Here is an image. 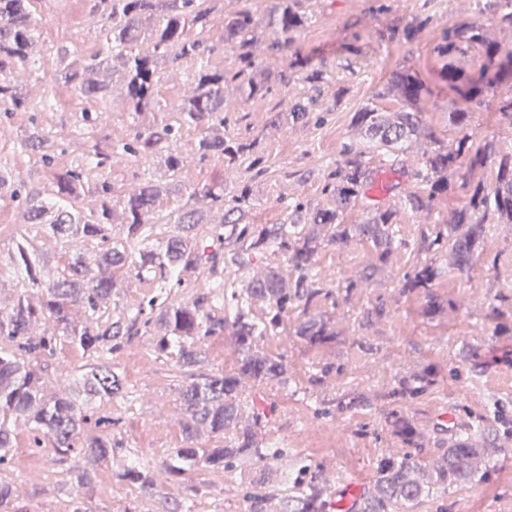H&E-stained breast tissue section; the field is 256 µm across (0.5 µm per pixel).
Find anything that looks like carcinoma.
I'll list each match as a JSON object with an SVG mask.
<instances>
[{
    "label": "carcinoma",
    "mask_w": 512,
    "mask_h": 512,
    "mask_svg": "<svg viewBox=\"0 0 512 512\" xmlns=\"http://www.w3.org/2000/svg\"><path fill=\"white\" fill-rule=\"evenodd\" d=\"M206 2L93 0V9L102 19L103 49L89 62L71 60L62 79L82 97L106 107L112 104L114 85L121 83L132 135L127 141L112 140L104 148L89 132L99 116L81 113L80 122L87 132L74 143V163L56 167L53 157L43 155L44 162L54 167L47 190L26 195L25 232L16 250L0 258V270L7 267L38 286L36 292L20 293L6 303L0 300V343L6 340L10 344L8 350L0 347V466L11 460L14 426L21 422L32 433L35 447L47 440L64 458L71 453L80 456L84 465L74 471V484L78 488L89 484L90 466L112 458L117 443L108 434L81 441L83 424L96 404L124 392L123 380L112 364L116 354L134 338L155 329L162 331L158 353L166 357L176 354L175 369L192 379L181 392L186 439L192 441L205 433L224 435L222 448L174 449V464L168 472L179 474L187 466L229 469L253 458L280 460L284 449L263 447L255 439V429L267 421L272 407L265 405L262 397L248 403L241 399L247 382L254 386L288 384V363L265 353L261 340L283 332L288 312L297 308L306 318L295 327L296 336L314 344L335 336L327 320L308 314L315 300L330 294L315 267L319 249L343 245L353 238L368 243L378 260L363 270L361 279L368 281L401 246L395 226L397 210L391 205L367 210L356 224L345 223L346 213L365 199L367 189L376 182L368 148L394 157L401 173L405 172L401 156L422 154L423 168L412 171L422 186L398 198L400 207L413 214L430 211L434 198L455 184L465 159H470L472 168L488 161L495 165L492 186L481 180H462L461 187L470 191L467 205L456 212L452 223L421 228L417 253L443 254L450 266L467 273L491 225L512 224V150L501 151L493 138L475 142L467 134L449 144L442 142L433 131L423 128L418 117L421 84L410 73L395 71L377 98L387 97L397 108L389 111L372 100L353 114V142L345 147V159L324 186L330 197L327 205L304 211L297 203L286 224H252L248 220V187H241L229 202L224 200V191L205 188L200 191L202 197L224 204L223 219L211 228L218 246L205 252L193 244V230L203 223L201 212L180 213L174 223L181 233L165 243L154 239L153 215L162 189L149 177L137 193L123 200L125 240L112 239L117 199L111 183L92 172L118 155L133 162L155 159L168 180L175 182L182 165L177 134L183 124L200 130V159L218 156L226 166L235 167L249 156L251 145L225 132V91L233 85L247 101L264 99L286 79L284 71L269 67L254 52L260 19L246 6L224 16V47L236 52V67L225 72L211 70L207 58L216 46L205 37L210 25ZM35 3L0 0V105H23L15 76L32 63L38 45ZM492 20L512 29V0H498ZM265 21L277 33L267 51L282 55L309 25L310 17L301 10V0H273ZM474 46L483 50L476 78L458 65V57ZM435 52L444 60L442 73L448 89L465 105L482 104L486 90L512 77V48L488 39L485 24L478 18L446 29ZM182 59L197 62L194 91L179 104V120L168 123L156 118L159 101L155 86L160 65ZM310 112V103L297 98L287 117L304 122ZM87 194L95 197V207L77 208L76 202ZM44 238L63 248L74 241L83 246L72 250L63 265H51L37 250V243ZM270 255L283 257L289 275L271 265L261 273H251ZM118 268L157 288V298L163 303L158 317L149 316L141 306L112 315L107 303L116 293L114 271ZM437 276L433 264L416 265L404 274L401 285L404 293L423 295L429 315L443 309L432 291ZM200 278L204 284L190 302L168 301V288ZM226 295L230 296L231 316L218 317L212 313L214 302ZM257 304L265 309L259 320L253 315ZM76 308L83 309V319L73 318ZM42 319L52 321L53 328L40 336L31 334V327ZM227 329L237 353L236 369L224 374L199 372L204 358L198 343ZM62 341L80 347L92 363L64 394L47 399L42 393L38 360ZM431 384L432 373L425 369L392 395L417 397ZM493 415L499 427L455 436L425 476L405 457L382 458L372 491L356 503L358 512H406L433 490L485 481L491 472V452L486 445L501 434L512 436V419L502 404H493ZM389 418L406 444H417L419 431L411 417L392 412ZM327 508L323 481L309 472L307 465H300L291 481V494L280 500L279 512H326Z\"/></svg>",
    "instance_id": "obj_1"
}]
</instances>
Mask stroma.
<instances>
[{"label":"stroma","instance_id":"35a3bbf8","mask_svg":"<svg viewBox=\"0 0 512 512\" xmlns=\"http://www.w3.org/2000/svg\"><path fill=\"white\" fill-rule=\"evenodd\" d=\"M208 5L207 37L217 46L208 64L215 71L228 70L235 66L236 55L221 46L224 17L240 10L243 2L208 0ZM91 6V0H38L36 5L39 52L31 69L19 77L25 103L6 118L9 136L0 140V165L18 176L26 191L42 190L50 178L38 154L17 146L31 123H39L57 141L61 165L73 160L72 145L81 133L75 123L78 113H100L98 137L117 139L130 132L120 90H113L112 105L106 109L80 97L60 78L68 60L91 59L100 49ZM302 9L311 22L287 55L267 53L266 43L275 38L268 26L256 48L268 66L287 70L288 83L259 101H243L232 89L226 93L230 104L226 129L240 140L255 142L261 164L244 163L231 171L221 159H199L198 129L181 127L177 145L183 164L176 191L164 197L155 214L158 241H166L174 231L170 212L196 207L195 194L204 188L223 190L229 198L241 185H250V218L256 224L282 223L288 203L296 200L310 207L326 205L325 179L341 160L343 145L353 138L351 117L383 90L392 72L416 73L425 87L424 125L441 139L457 137L459 131L448 124L451 93L434 51L442 32L479 16L486 21L490 38L512 45V30L491 24L485 0H303ZM414 18L425 23L419 39L411 43L395 39V32ZM195 67L194 61L185 59L162 70L157 86L160 118L172 119L177 106L191 95ZM312 69L325 72L326 83L305 82ZM296 95L315 99L317 108L325 112L323 121L277 125L278 115ZM510 95L512 83L506 81L486 91L483 105L474 109L464 131L476 140L495 138L502 150L512 149V127L500 123L498 114L500 102ZM50 97L56 104L48 110L44 102ZM147 171L158 179L164 176L154 161L135 163L124 158L113 159L104 175L116 195L126 197L139 190ZM421 221L398 210L395 222L403 245L366 284L360 282V273L376 262L367 244L353 240L319 251L316 271L331 294L316 300L309 311L329 319L336 332L334 341L310 344L293 336L290 328L301 318L296 310L288 314L289 330L262 341L267 354L286 357L288 382L262 387L273 415L258 428L257 439L286 448L287 458L168 475L173 450L186 445L180 393L187 380L158 355L154 337L140 336L115 360L126 394L97 404L94 421L83 426L82 439L108 433L122 443L111 461L96 467L88 486L78 489L73 484L77 458L59 459L48 442L35 447L28 428L17 425L12 461L0 470V482L11 484L20 512H72L78 499L90 512H168L187 500L194 512H248L246 493L252 486L286 493L291 473L302 460L326 479L332 502L351 486L371 490L384 457L407 456L417 468L428 470L458 424L487 415L495 399L512 408V224L494 225L473 268L461 273L443 257L413 250ZM24 222L21 200L12 187L1 188L0 249L13 248ZM418 262L439 269L432 289L445 303L440 314L426 315L421 295L400 291V279ZM351 280L356 283L352 289L347 286ZM380 303L385 316L366 322L367 311ZM88 362L81 349L59 345L44 364L45 397L61 394ZM326 363L331 371L320 374ZM428 366L433 367L434 377L425 393L414 398L393 396L400 381ZM348 395L364 396L368 403L339 409V401ZM393 410L413 417L420 432L417 446L407 445L394 433L388 418ZM498 445L488 480L425 496L412 512H512V439L499 438ZM132 465L154 477L152 491L123 480V472Z\"/></svg>","mask_w":512,"mask_h":512}]
</instances>
